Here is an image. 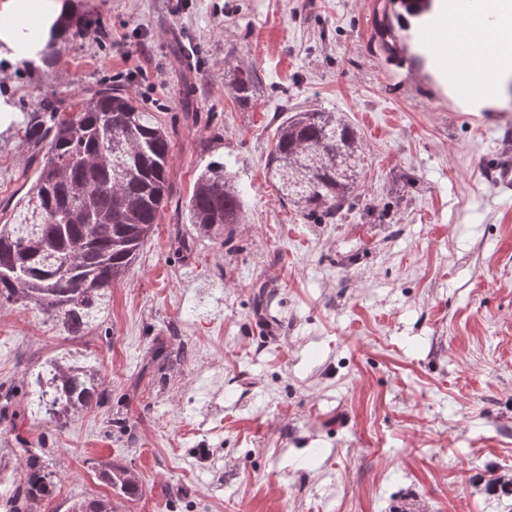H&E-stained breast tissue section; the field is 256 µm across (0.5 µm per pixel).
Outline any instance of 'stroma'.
<instances>
[{"mask_svg": "<svg viewBox=\"0 0 512 512\" xmlns=\"http://www.w3.org/2000/svg\"><path fill=\"white\" fill-rule=\"evenodd\" d=\"M73 4L50 63L0 42V224L34 180L24 114L109 79L170 131L172 191L112 290L108 337L73 341L0 308V384L79 352L100 358L111 390L61 432L29 396L20 434L58 477L43 512L110 496L109 459L142 483L117 512H512L497 489L512 478V171L497 174L512 168V110H471L475 88L449 87L398 0ZM243 67L259 76L246 103L228 88ZM286 107L342 113L362 137L364 176L338 223L303 218L267 178ZM220 158L246 189L245 221L232 246L201 237L183 258L173 226ZM159 336L190 357L146 370Z\"/></svg>", "mask_w": 512, "mask_h": 512, "instance_id": "stroma-1", "label": "stroma"}]
</instances>
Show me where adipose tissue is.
Segmentation results:
<instances>
[{
  "mask_svg": "<svg viewBox=\"0 0 512 512\" xmlns=\"http://www.w3.org/2000/svg\"><path fill=\"white\" fill-rule=\"evenodd\" d=\"M453 20L440 27L441 37L454 52L453 68L467 81L479 85L482 97L478 107L503 108L502 85L512 79V0H448ZM478 17L483 31L489 32L492 50L477 42H454L452 33L458 21Z\"/></svg>",
  "mask_w": 512,
  "mask_h": 512,
  "instance_id": "1",
  "label": "adipose tissue"
}]
</instances>
